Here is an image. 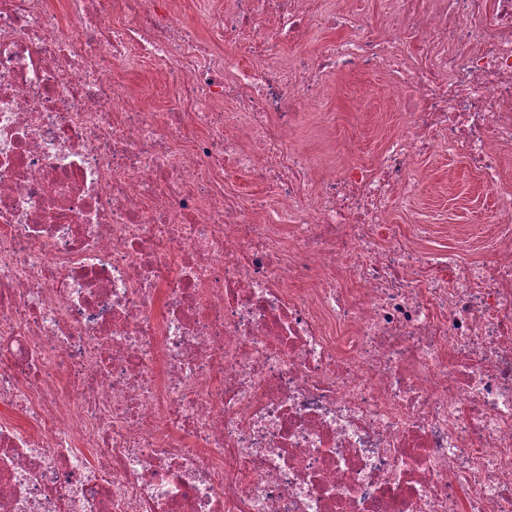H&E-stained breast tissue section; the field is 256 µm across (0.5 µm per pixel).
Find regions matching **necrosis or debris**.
I'll return each mask as SVG.
<instances>
[{
	"mask_svg": "<svg viewBox=\"0 0 512 512\" xmlns=\"http://www.w3.org/2000/svg\"><path fill=\"white\" fill-rule=\"evenodd\" d=\"M392 3L279 72L242 52L311 0L216 5L215 61L177 0H0V512H512V0ZM374 68L418 107L316 169L301 107ZM444 147L496 190L477 262L391 220ZM127 79L132 84L149 85L152 88L153 94L149 99L138 100L146 105L160 108L165 103L163 93V80L160 76L150 73L129 74Z\"/></svg>",
	"mask_w": 512,
	"mask_h": 512,
	"instance_id": "4bbe7bcc",
	"label": "necrosis or debris"
}]
</instances>
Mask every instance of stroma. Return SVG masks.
Segmentation results:
<instances>
[{
  "instance_id": "35a3bbf8",
  "label": "stroma",
  "mask_w": 512,
  "mask_h": 512,
  "mask_svg": "<svg viewBox=\"0 0 512 512\" xmlns=\"http://www.w3.org/2000/svg\"><path fill=\"white\" fill-rule=\"evenodd\" d=\"M312 7L336 15L340 25L312 30L292 45L269 44L248 54L247 63L286 67L299 54L349 37L356 27L367 25L375 32H384L391 19L389 0H314ZM387 81L380 71L325 78L321 99L303 116L298 129L299 142L309 150L316 166H342L353 158L368 163L377 156L386 135L399 122L398 100L383 92ZM417 167L423 179L422 193L412 211L394 212V223L429 225V244L433 247L447 243L449 225H460L458 252L469 260L477 258L494 236L488 219L492 190L460 157L444 148L419 159Z\"/></svg>"
}]
</instances>
